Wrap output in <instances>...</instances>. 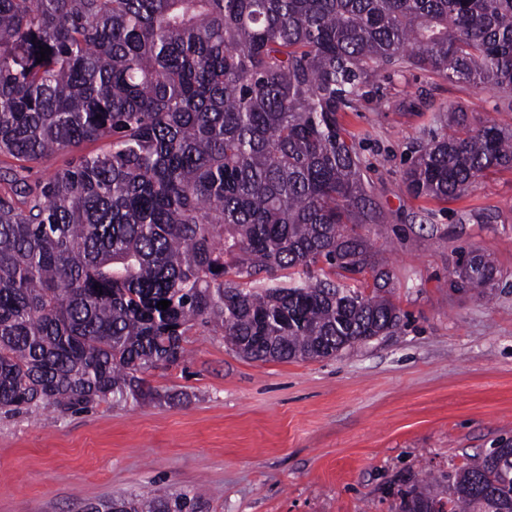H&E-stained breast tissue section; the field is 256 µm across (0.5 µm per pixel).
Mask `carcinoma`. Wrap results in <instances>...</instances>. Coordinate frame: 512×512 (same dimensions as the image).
Wrapping results in <instances>:
<instances>
[{
    "label": "carcinoma",
    "mask_w": 512,
    "mask_h": 512,
    "mask_svg": "<svg viewBox=\"0 0 512 512\" xmlns=\"http://www.w3.org/2000/svg\"><path fill=\"white\" fill-rule=\"evenodd\" d=\"M383 67L511 94L512 0H0V156L20 161L0 173V409L152 400L139 374L183 359L196 325L262 362L392 333V274L361 233L381 213L337 119ZM500 167L512 128L450 109L402 181L446 200ZM452 275L495 289L475 250ZM435 483L400 512H512V447ZM84 512L209 507L183 490ZM72 158V153L61 152L34 163H26L31 180L43 178L46 174L64 167Z\"/></svg>",
    "instance_id": "obj_1"
}]
</instances>
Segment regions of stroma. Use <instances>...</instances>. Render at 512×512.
Segmentation results:
<instances>
[{
    "label": "stroma",
    "mask_w": 512,
    "mask_h": 512,
    "mask_svg": "<svg viewBox=\"0 0 512 512\" xmlns=\"http://www.w3.org/2000/svg\"><path fill=\"white\" fill-rule=\"evenodd\" d=\"M451 107L512 127L503 94L419 69L381 71L339 115L372 165L382 221L363 233L393 274L401 328L333 358L261 362L198 326L186 362L145 374L164 400L0 411V512L181 490L210 512H399L404 478L512 444V168L448 201L402 185L421 129ZM462 248L493 261V299L451 289Z\"/></svg>",
    "instance_id": "1"
}]
</instances>
